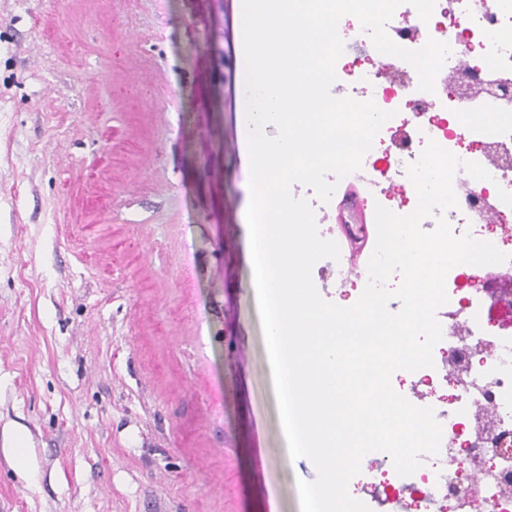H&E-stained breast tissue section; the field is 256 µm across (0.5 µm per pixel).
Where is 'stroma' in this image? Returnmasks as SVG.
<instances>
[{
  "instance_id": "stroma-1",
  "label": "stroma",
  "mask_w": 512,
  "mask_h": 512,
  "mask_svg": "<svg viewBox=\"0 0 512 512\" xmlns=\"http://www.w3.org/2000/svg\"><path fill=\"white\" fill-rule=\"evenodd\" d=\"M237 0H0V512H300Z\"/></svg>"
}]
</instances>
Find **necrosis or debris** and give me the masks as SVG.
<instances>
[{
	"label": "necrosis or debris",
	"mask_w": 512,
	"mask_h": 512,
	"mask_svg": "<svg viewBox=\"0 0 512 512\" xmlns=\"http://www.w3.org/2000/svg\"><path fill=\"white\" fill-rule=\"evenodd\" d=\"M386 32L404 48L416 50L434 39L447 43L451 54L436 77L434 91L426 92L419 88L415 67L402 59H394L393 75H384L378 50L365 44L366 32L358 30L366 65L355 73L346 59H338L336 90L360 101L373 100L380 110L395 113L403 122L429 107L434 113L402 140L393 156L383 149L392 129L384 124L360 169L345 177V184H364L368 207L389 206L396 214H411L417 198L395 205L377 193L383 183L406 179L408 165L419 159L428 141H435L464 163H478L490 174L489 179L477 180L465 168L457 170L453 188L458 206L447 213L453 234L468 233L492 243L507 259L497 265L461 264L446 276L448 300L436 311L442 339L424 375L428 384L450 389L446 395L430 393L428 400L442 428L438 452L423 455L421 467L406 477L392 473V459L384 452L367 454L361 466L370 474V488L385 489V498L396 512H512V496L500 492L503 473H512V457L489 456L501 444L512 446V325L498 324L489 301L473 286L485 275L512 273V206L498 196L502 189L512 192V167L494 164L488 157L493 148L512 154V0H435L426 22L405 0ZM454 71L489 83V90L473 96L450 88L445 76ZM476 350L484 356L464 380L449 377V358H464ZM480 407L489 411L495 427L469 450L486 464L477 483L468 487L461 479L463 460L456 442Z\"/></svg>",
	"instance_id": "necrosis-or-debris-1"
}]
</instances>
